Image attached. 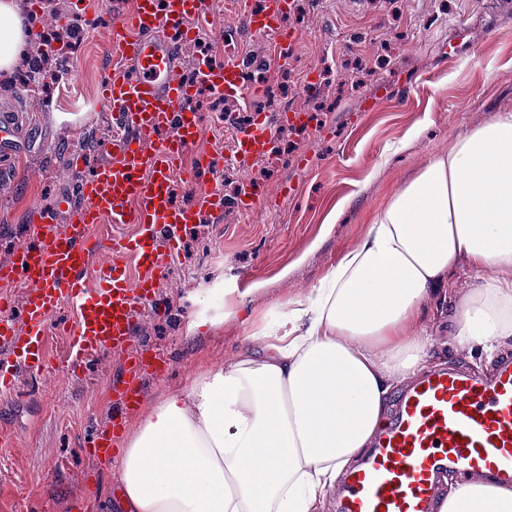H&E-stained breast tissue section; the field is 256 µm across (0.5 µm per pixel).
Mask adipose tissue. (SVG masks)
<instances>
[{"label": "adipose tissue", "instance_id": "1", "mask_svg": "<svg viewBox=\"0 0 512 512\" xmlns=\"http://www.w3.org/2000/svg\"><path fill=\"white\" fill-rule=\"evenodd\" d=\"M17 0H0V71L24 53ZM479 277L448 314L461 342L512 339V113L457 137L372 218L253 348L161 397L114 458L122 512H312L383 424L394 381L427 358L408 328L444 301L448 273ZM435 512H512V487L458 481Z\"/></svg>", "mask_w": 512, "mask_h": 512}]
</instances>
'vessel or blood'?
I'll list each match as a JSON object with an SVG mask.
<instances>
[{
	"instance_id": "1",
	"label": "vessel or blood",
	"mask_w": 512,
	"mask_h": 512,
	"mask_svg": "<svg viewBox=\"0 0 512 512\" xmlns=\"http://www.w3.org/2000/svg\"><path fill=\"white\" fill-rule=\"evenodd\" d=\"M214 0H133L131 12H114L107 43L111 64L101 78L102 99L120 135L113 156L96 162L71 151L65 158L76 176L79 203L56 201L68 212L66 226L41 218L18 244L0 280L28 286L19 315L0 296V389L17 387L20 373L44 374L47 329L62 305L76 314L70 356L81 360L109 348L128 353L124 407L142 398L150 358L137 348L133 313L155 297L158 280L179 250L181 234L204 212L224 209L222 195L192 187L189 166L203 165L201 89L234 95L243 73L229 62L206 63L194 77L181 74L180 46L194 39L195 23L207 20ZM289 0H242L240 14L251 32L271 39L287 61L295 34L285 19ZM272 130L260 116L237 130L235 160L246 165L266 154ZM104 224H134L132 237L102 240ZM96 269H89L90 257ZM124 426L113 415L95 432L88 453L110 451ZM490 479L512 485V356L489 374L463 367L428 371L399 394L370 452L342 476L340 512H433L446 476Z\"/></svg>"
}]
</instances>
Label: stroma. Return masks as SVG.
<instances>
[{
	"instance_id": "obj_1",
	"label": "stroma",
	"mask_w": 512,
	"mask_h": 512,
	"mask_svg": "<svg viewBox=\"0 0 512 512\" xmlns=\"http://www.w3.org/2000/svg\"><path fill=\"white\" fill-rule=\"evenodd\" d=\"M287 25L300 38L282 65L272 41L241 24L237 0H222L181 51L186 73L202 44L214 57L259 69L261 92L220 104L205 92L198 102L208 114L203 141L212 163L196 186L220 192L228 205L186 229L156 304L134 314L136 337L168 362L148 373L127 428L160 395L186 388L210 365L232 362L249 343L251 321L277 315L317 285L434 155L495 114L512 113V0H293ZM109 63L86 29L63 82L24 89L0 78V120L12 125L16 145L14 158L0 159V262L33 226L31 199L66 224L55 201L76 196L77 186L64 156L78 147L93 155L109 142L103 128L112 115L100 92ZM250 111L302 112L309 123L302 133L274 125L277 154L241 168L233 161L234 126ZM417 125L422 135L400 148ZM247 180L264 195L245 215L233 201ZM344 198V215L326 224ZM256 283L261 291L250 293ZM228 288L244 292L242 314L230 318ZM193 321L199 327L191 334ZM426 324L429 366L489 365L488 354L449 336L446 309L430 308ZM125 376L122 354L106 349L51 378L22 374L20 395L0 392V427L17 438L16 447L0 448V512H105L90 491L110 484L108 467L83 445L111 421Z\"/></svg>"
}]
</instances>
